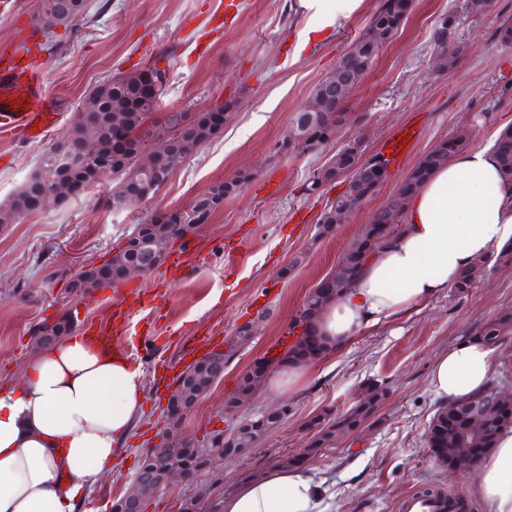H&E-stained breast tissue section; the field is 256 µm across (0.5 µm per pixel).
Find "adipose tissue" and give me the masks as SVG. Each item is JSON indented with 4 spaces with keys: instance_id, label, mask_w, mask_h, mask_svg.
<instances>
[{
    "instance_id": "ef3b65f1",
    "label": "adipose tissue",
    "mask_w": 512,
    "mask_h": 512,
    "mask_svg": "<svg viewBox=\"0 0 512 512\" xmlns=\"http://www.w3.org/2000/svg\"><path fill=\"white\" fill-rule=\"evenodd\" d=\"M364 0H297L322 33L360 12ZM512 242V183L493 148L463 150L412 197L401 226L367 259L316 322L328 351L361 331L411 314L445 294L459 273ZM493 353L465 338L432 364L441 402L483 390ZM145 408L144 373L90 337L71 334L32 356L17 384L0 387V512H82ZM474 492L486 512H512V428L477 463ZM223 512H324L315 473L273 467L226 497Z\"/></svg>"
}]
</instances>
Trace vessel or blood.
Segmentation results:
<instances>
[{
	"label": "vessel or blood",
	"mask_w": 512,
	"mask_h": 512,
	"mask_svg": "<svg viewBox=\"0 0 512 512\" xmlns=\"http://www.w3.org/2000/svg\"><path fill=\"white\" fill-rule=\"evenodd\" d=\"M43 83L44 72L38 65L18 66L8 54H0V127L21 129L34 139L57 124V113L34 106Z\"/></svg>",
	"instance_id": "obj_1"
}]
</instances>
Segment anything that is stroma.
Here are the masks:
<instances>
[{"mask_svg":"<svg viewBox=\"0 0 512 512\" xmlns=\"http://www.w3.org/2000/svg\"><path fill=\"white\" fill-rule=\"evenodd\" d=\"M294 0H86L79 25L58 30L31 53L19 32L38 18L42 0H6L0 6V46L16 49L18 62L44 63L45 107L60 121L39 140L21 130H0V201L30 178L42 158L77 121L85 93L101 79L149 65L167 72L152 125L167 113L198 112L214 101L230 102L220 134L189 157L155 198L122 210L108 207L106 187L96 184L64 205L20 216L0 226V385L20 380L35 353L32 331L69 308L79 325H104L111 301L128 292L138 299L118 342L144 372L145 411L123 452L89 492L86 512H105L133 479L142 452L167 427L166 375L189 350L224 349L242 326L252 335L227 362L215 383L183 419L178 431L194 440L231 422L225 401L239 375L277 351L308 291L334 272L349 244L399 187L418 161L463 126L469 149L493 146L512 126V43L497 27L512 19V0H491L481 15L464 0H415L396 38L353 88L341 110V139H359L368 152L382 151L399 129H415L406 156L391 164L380 190L329 236L319 233L321 211L343 182L307 195L314 172L330 150L297 154L288 141L293 119L314 87L359 38L380 0L305 51L297 46L319 25ZM454 14L465 54L451 68H437L432 35L440 18ZM486 122L473 123L476 113ZM250 174V181L216 210L189 246L200 249L192 266L166 262L94 295L72 290L83 265L112 255L138 224L157 214L186 209L216 183ZM512 310V264L496 267L469 295L436 297L409 317L355 336L343 349L309 362L293 392L260 390L247 414L287 409L288 415L256 447L225 457L194 481L171 482L146 512H184L198 502L221 512L239 483L299 459L322 480L326 512H398L401 500L429 484L449 495L472 497L475 475L439 466L430 456L426 430L438 399L428 385L433 361L476 326ZM372 385L387 399L362 431L312 448L305 423L353 407Z\"/></svg>","mask_w":512,"mask_h":512,"instance_id":"obj_1","label":"stroma"}]
</instances>
